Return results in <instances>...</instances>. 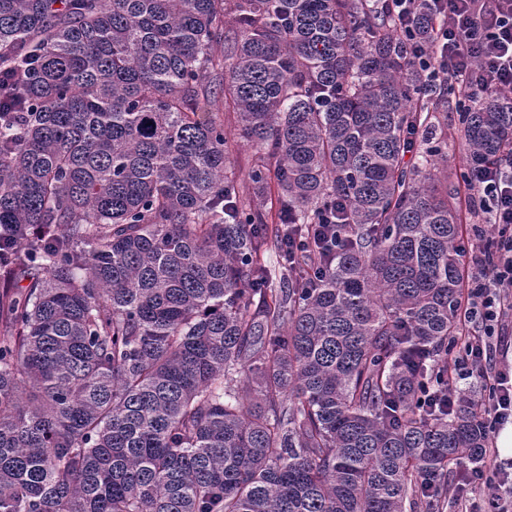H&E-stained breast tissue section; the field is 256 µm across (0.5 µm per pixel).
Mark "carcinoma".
I'll use <instances>...</instances> for the list:
<instances>
[{"label": "carcinoma", "mask_w": 512, "mask_h": 512, "mask_svg": "<svg viewBox=\"0 0 512 512\" xmlns=\"http://www.w3.org/2000/svg\"><path fill=\"white\" fill-rule=\"evenodd\" d=\"M427 84L368 0H0V512L448 498L488 440L444 405L467 265ZM463 138L512 156V97ZM229 157L241 183L247 181V172L258 157L250 147L239 144L233 139L229 141Z\"/></svg>", "instance_id": "1"}]
</instances>
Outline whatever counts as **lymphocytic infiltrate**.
Here are the masks:
<instances>
[{"label":"lymphocytic infiltrate","instance_id":"1","mask_svg":"<svg viewBox=\"0 0 512 512\" xmlns=\"http://www.w3.org/2000/svg\"><path fill=\"white\" fill-rule=\"evenodd\" d=\"M395 14L423 70L433 81L462 79L461 91L476 101L498 91L512 92V0H382ZM470 205L490 216L494 236L470 253V286L464 295L465 325L456 340L451 378L460 384L481 380L489 433L512 418V363L496 361L506 351L512 316V169L481 160L465 176ZM512 470L496 464L491 475L460 477L452 493L460 512H512L502 488Z\"/></svg>","mask_w":512,"mask_h":512}]
</instances>
